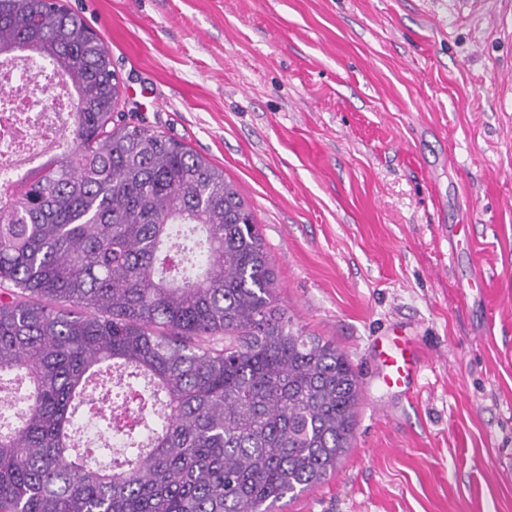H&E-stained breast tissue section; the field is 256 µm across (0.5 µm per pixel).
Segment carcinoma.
Instances as JSON below:
<instances>
[{"instance_id": "obj_1", "label": "carcinoma", "mask_w": 512, "mask_h": 512, "mask_svg": "<svg viewBox=\"0 0 512 512\" xmlns=\"http://www.w3.org/2000/svg\"><path fill=\"white\" fill-rule=\"evenodd\" d=\"M74 90L72 149L0 194V512H267L351 447L358 377L295 325L237 186L117 112L102 38L62 0H0V55ZM124 435L76 453V414Z\"/></svg>"}]
</instances>
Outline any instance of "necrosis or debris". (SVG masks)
<instances>
[{
	"label": "necrosis or debris",
	"mask_w": 512,
	"mask_h": 512,
	"mask_svg": "<svg viewBox=\"0 0 512 512\" xmlns=\"http://www.w3.org/2000/svg\"><path fill=\"white\" fill-rule=\"evenodd\" d=\"M26 89L17 101L20 119L0 114V186L35 167L46 151H63L67 142L66 106L71 90L61 79L48 78L23 54L0 60V96L11 92L18 80Z\"/></svg>",
	"instance_id": "obj_1"
}]
</instances>
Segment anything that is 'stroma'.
<instances>
[{"mask_svg": "<svg viewBox=\"0 0 512 512\" xmlns=\"http://www.w3.org/2000/svg\"><path fill=\"white\" fill-rule=\"evenodd\" d=\"M64 2L126 121L223 168L281 305L359 376L351 448L279 512H512V0ZM395 323L411 403L374 355Z\"/></svg>", "mask_w": 512, "mask_h": 512, "instance_id": "stroma-1", "label": "stroma"}]
</instances>
